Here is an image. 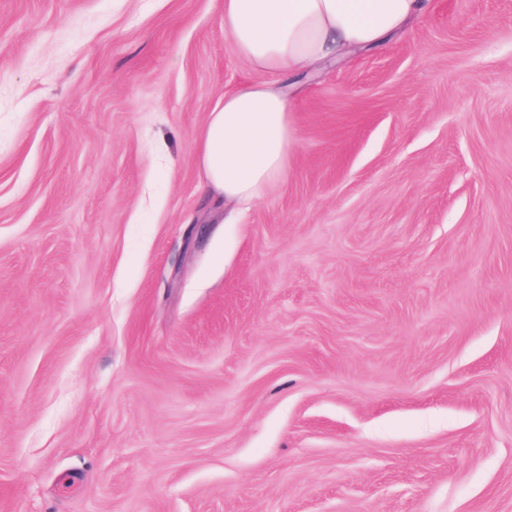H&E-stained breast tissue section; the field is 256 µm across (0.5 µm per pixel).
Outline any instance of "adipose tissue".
Returning <instances> with one entry per match:
<instances>
[{
    "label": "adipose tissue",
    "mask_w": 512,
    "mask_h": 512,
    "mask_svg": "<svg viewBox=\"0 0 512 512\" xmlns=\"http://www.w3.org/2000/svg\"><path fill=\"white\" fill-rule=\"evenodd\" d=\"M426 0H224V30L257 81L225 94L198 141L209 187L226 206L259 202L288 178L296 145L281 78L336 53L384 44Z\"/></svg>",
    "instance_id": "1"
}]
</instances>
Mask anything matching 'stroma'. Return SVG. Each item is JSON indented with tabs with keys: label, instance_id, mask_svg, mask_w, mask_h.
I'll return each mask as SVG.
<instances>
[{
	"label": "stroma",
	"instance_id": "stroma-1",
	"mask_svg": "<svg viewBox=\"0 0 512 512\" xmlns=\"http://www.w3.org/2000/svg\"><path fill=\"white\" fill-rule=\"evenodd\" d=\"M223 0H0V512H512V0L290 93L224 221ZM288 97L277 81L258 80L224 94L201 128L197 148L209 187L224 204L259 202L288 178L296 145Z\"/></svg>",
	"mask_w": 512,
	"mask_h": 512
}]
</instances>
